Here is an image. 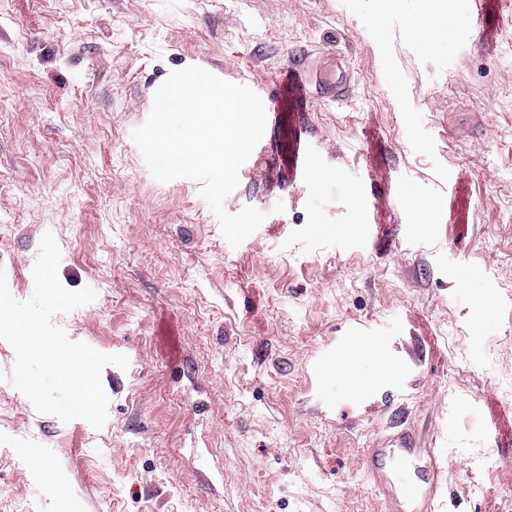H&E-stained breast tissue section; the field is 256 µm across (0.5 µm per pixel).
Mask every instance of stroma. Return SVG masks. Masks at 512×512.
<instances>
[{"label": "stroma", "instance_id": "obj_1", "mask_svg": "<svg viewBox=\"0 0 512 512\" xmlns=\"http://www.w3.org/2000/svg\"><path fill=\"white\" fill-rule=\"evenodd\" d=\"M432 10L434 50L407 20ZM337 54L347 103L301 108L289 53ZM257 93L266 127L225 198L133 139L185 62ZM318 162L302 178L297 158ZM432 202L417 230L409 196ZM105 366L102 427L39 413L0 341V512H387L367 448L405 429L446 461L436 512H512V5L485 0H0V258ZM487 300L497 313L476 320ZM396 374L355 394L357 342Z\"/></svg>", "mask_w": 512, "mask_h": 512}]
</instances>
